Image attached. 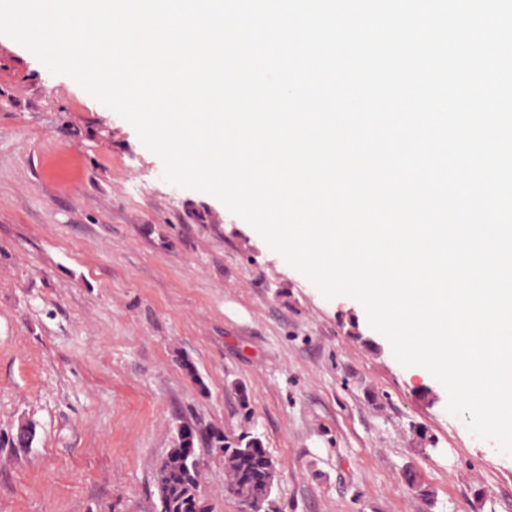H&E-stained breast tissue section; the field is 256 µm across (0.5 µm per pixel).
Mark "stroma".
Returning a JSON list of instances; mask_svg holds the SVG:
<instances>
[{
  "label": "stroma",
  "instance_id": "stroma-1",
  "mask_svg": "<svg viewBox=\"0 0 512 512\" xmlns=\"http://www.w3.org/2000/svg\"><path fill=\"white\" fill-rule=\"evenodd\" d=\"M162 171L127 121L0 35V512H158L183 423L259 436L278 512H512V455L360 303L324 299ZM202 458L211 512H239Z\"/></svg>",
  "mask_w": 512,
  "mask_h": 512
}]
</instances>
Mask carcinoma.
I'll return each mask as SVG.
<instances>
[{"instance_id": "carcinoma-1", "label": "carcinoma", "mask_w": 512, "mask_h": 512, "mask_svg": "<svg viewBox=\"0 0 512 512\" xmlns=\"http://www.w3.org/2000/svg\"><path fill=\"white\" fill-rule=\"evenodd\" d=\"M209 449H224V475L230 490H261L260 512H273L272 498L276 479V466L259 437L245 434L230 442L217 432L206 440ZM200 458L195 444H186L183 432L165 456L164 467L156 475L163 495L159 500V512H210L203 497L197 494L201 471L192 461Z\"/></svg>"}]
</instances>
